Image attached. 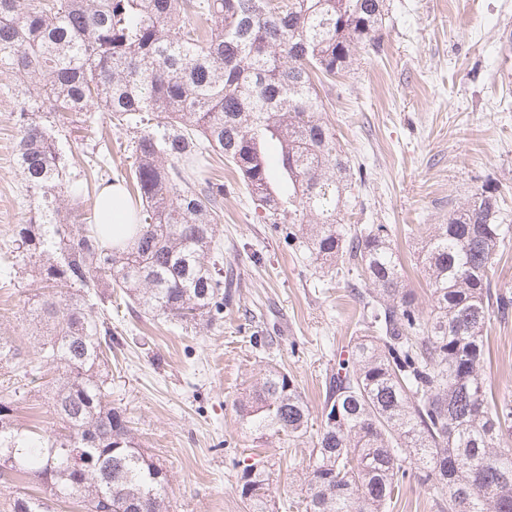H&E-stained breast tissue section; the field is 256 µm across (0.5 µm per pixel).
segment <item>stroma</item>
Wrapping results in <instances>:
<instances>
[{
	"mask_svg": "<svg viewBox=\"0 0 512 512\" xmlns=\"http://www.w3.org/2000/svg\"><path fill=\"white\" fill-rule=\"evenodd\" d=\"M512 28V0H386L379 45L358 51L350 72L320 91L325 116L347 152L354 185L349 224H387L420 303L428 288L417 261L426 231L477 189L498 187L512 211V79L501 72V36ZM13 79L0 74V254L30 216L14 147ZM116 144L113 170L128 168L126 136L92 124L62 148L77 162L100 139ZM224 173L218 234L224 262L239 273L224 320L183 328L120 304L112 329V403L125 409L143 448L169 475L171 512H246L236 460L260 453L273 466L277 512L299 491L308 446L287 459L269 443L255 448L235 404L264 371L282 362L312 416L321 412L326 367L347 357L356 304L347 288L324 280L319 262L288 245L280 225L263 223L237 176ZM40 284L0 272V332L29 347L22 310ZM490 370L497 391L512 390V317L492 318Z\"/></svg>",
	"mask_w": 512,
	"mask_h": 512,
	"instance_id": "obj_1",
	"label": "stroma"
}]
</instances>
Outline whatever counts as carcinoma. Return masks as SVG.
Masks as SVG:
<instances>
[{"label": "carcinoma", "mask_w": 512, "mask_h": 512, "mask_svg": "<svg viewBox=\"0 0 512 512\" xmlns=\"http://www.w3.org/2000/svg\"><path fill=\"white\" fill-rule=\"evenodd\" d=\"M385 0H0V70L20 88L16 163L33 215L16 226L11 270L41 283L23 307L29 357L0 335V370L59 377L46 390L50 424L26 434L20 386L0 387V512H170L167 470L112 405V290L146 315L182 325L224 318L233 273L218 234L219 155L260 202L266 224L361 280L349 358L325 370L319 424L288 372L267 365L236 409L255 439L310 440L296 507L385 512L410 476L439 512H512V397L493 395L485 340L512 296L491 271L512 233L498 189L483 186L430 228L423 311L387 224H344L348 156L323 115L316 81L347 71L378 44ZM125 132L122 175L147 217L126 247L107 242L99 193L116 183L112 148L68 163L61 140L95 121ZM101 307L87 304L90 289ZM77 453L84 473L72 469ZM247 512H275L265 461L235 462ZM37 484L43 495L21 490Z\"/></svg>", "instance_id": "cac0c4a2"}]
</instances>
